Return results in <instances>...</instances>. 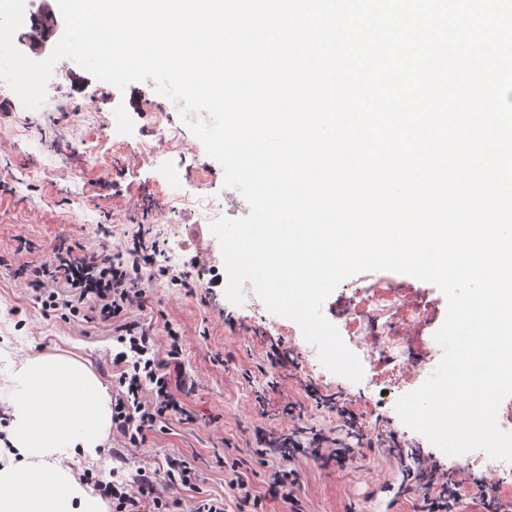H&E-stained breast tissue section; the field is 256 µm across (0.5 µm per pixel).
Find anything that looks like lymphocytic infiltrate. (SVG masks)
Returning <instances> with one entry per match:
<instances>
[{"label": "lymphocytic infiltrate", "mask_w": 512, "mask_h": 512, "mask_svg": "<svg viewBox=\"0 0 512 512\" xmlns=\"http://www.w3.org/2000/svg\"><path fill=\"white\" fill-rule=\"evenodd\" d=\"M153 264L152 254L136 240L118 254L79 252L63 242L49 260L16 266L44 311L63 310L111 326L119 345L112 356L118 372L112 396V431L128 449L139 448L161 423L186 414L174 394L171 375V367L178 364L182 353L180 332L168 328V349L162 353L151 328L130 318L143 296L146 270ZM256 439L260 444L256 454L266 469L269 490L287 504L289 512H303L297 496L298 475L291 468L295 459L326 457L342 465L362 454L361 447L321 434L306 442L290 434L260 433ZM195 479L190 462L178 456L168 459L163 477L139 471L136 492L115 480L97 479L93 485L97 494L111 502L112 512H171L172 504L159 492V485L173 490L191 485ZM416 495L417 512H455L459 497L448 473L437 465L430 468Z\"/></svg>", "instance_id": "1"}]
</instances>
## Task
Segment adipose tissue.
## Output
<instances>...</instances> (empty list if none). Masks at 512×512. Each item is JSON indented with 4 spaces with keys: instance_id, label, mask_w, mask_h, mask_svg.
<instances>
[{
    "instance_id": "ef3b65f1",
    "label": "adipose tissue",
    "mask_w": 512,
    "mask_h": 512,
    "mask_svg": "<svg viewBox=\"0 0 512 512\" xmlns=\"http://www.w3.org/2000/svg\"><path fill=\"white\" fill-rule=\"evenodd\" d=\"M9 417L0 439V512H107L79 475L112 429L105 386L86 363L64 355L18 360L0 390Z\"/></svg>"
}]
</instances>
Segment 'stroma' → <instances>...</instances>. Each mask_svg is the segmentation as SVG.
<instances>
[{
    "label": "stroma",
    "mask_w": 512,
    "mask_h": 512,
    "mask_svg": "<svg viewBox=\"0 0 512 512\" xmlns=\"http://www.w3.org/2000/svg\"><path fill=\"white\" fill-rule=\"evenodd\" d=\"M43 22L50 25L47 38L30 40L27 28ZM63 26L57 0H25L14 45L28 56L46 59ZM54 70L59 80L49 89L43 111H27L17 96L0 91V108L7 113L0 119V255L19 264L42 261L63 240L86 252L106 248L119 253L137 236L163 249L174 234L183 245L179 260L220 251L209 225L161 203L157 190L163 168L128 164L112 147L110 124L116 112L126 113L132 139L155 138L164 125L192 139L177 105L158 94L151 80L121 90L96 80L69 58L60 59ZM166 161L181 173L192 206L212 205L218 218L249 215L240 192L224 187L221 165L205 150L172 153ZM210 281L207 275L197 279L191 294L164 278L150 282L131 313L132 319L152 326L157 343L165 342L167 325L181 331L182 362L195 382L182 398L188 420L167 422L136 451L123 450L117 438H110L108 451L89 465V475L106 480L115 472L130 480L140 469H162L168 457L180 456L196 469L197 479L193 486L173 491L179 512H190L194 503L210 498L225 499L228 512H238L222 467L237 459L262 498L264 512H287L280 497L268 491L265 469L253 454L252 430L259 426L281 434L300 427L349 443L360 432L393 435L401 448L397 454L367 448L361 459L343 467L326 459L296 460L304 512H415L414 495L402 488L412 472L432 461L447 469L457 486V512H482L474 497L479 479L496 483L500 500L512 506V468L491 469L474 465L464 454L446 455L405 425L396 411L398 399L421 386L443 356L434 335L445 320L447 302L435 285L407 274L369 271L344 280L326 299L324 315L360 360L362 378L354 382L326 369L298 323L270 312L256 293H246L237 305ZM382 290L425 310L426 324L407 330L394 313L379 312L354 325L355 310ZM391 335L404 337L400 362L411 373L410 381L399 387L379 376L368 354L377 337ZM275 346L289 355L286 367L277 371L267 361ZM41 353L87 362L104 386L112 384L111 328L44 313L21 279L0 272V386L13 361ZM309 384L344 403L358 420L357 430L346 427L336 413L309 405ZM291 403L303 405V417L283 414Z\"/></svg>",
    "instance_id": "35a3bbf8"
}]
</instances>
